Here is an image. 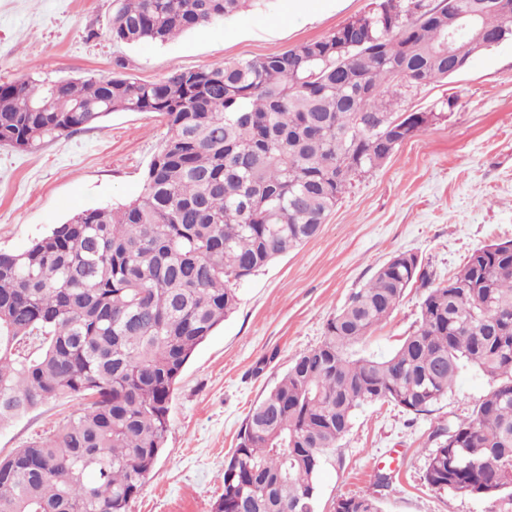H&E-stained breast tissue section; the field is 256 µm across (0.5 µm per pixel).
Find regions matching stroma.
I'll return each instance as SVG.
<instances>
[{
    "mask_svg": "<svg viewBox=\"0 0 512 512\" xmlns=\"http://www.w3.org/2000/svg\"><path fill=\"white\" fill-rule=\"evenodd\" d=\"M369 2L325 0L302 17L297 0H262L164 44H121L108 32L118 0H0V83L39 85L119 69L156 82L284 52L336 30ZM451 94L460 103L447 119L356 181L316 237L239 283L235 312L176 383L166 444L128 512H211L250 409L299 353L321 344L327 321L393 255H417L439 283L474 251L512 240V41L408 96L403 107L422 110ZM166 134L157 114L113 112L33 153L0 147V249L23 251L76 213L141 197ZM424 295L409 288L390 317L353 346L354 357L397 349ZM493 387L466 368L429 412L410 414L383 401L358 407L323 459L315 512H335L337 499L363 495L376 497L382 512H512V501L438 493L423 480L436 428L469 416ZM76 406L56 400L0 427V456L46 437ZM381 473L389 474V487H377Z\"/></svg>",
    "mask_w": 512,
    "mask_h": 512,
    "instance_id": "1",
    "label": "stroma"
}]
</instances>
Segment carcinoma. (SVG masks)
I'll return each instance as SVG.
<instances>
[{"instance_id":"obj_1","label":"carcinoma","mask_w":512,"mask_h":512,"mask_svg":"<svg viewBox=\"0 0 512 512\" xmlns=\"http://www.w3.org/2000/svg\"><path fill=\"white\" fill-rule=\"evenodd\" d=\"M260 0H120L109 34L164 44ZM497 0H457L496 40L512 39ZM282 53L175 72L73 80L47 112L27 80L0 84V145L34 152L106 113L155 112L167 135L144 195L72 216L14 253L0 251V426L50 401L77 408L47 438L0 457V512H128L164 448L174 386L238 304L235 285L315 237L345 190L404 142L447 118L401 102L453 73L441 0H396ZM351 46L336 52V37ZM78 106L80 112L72 111ZM419 258L394 255L258 402L224 465L212 512H314L316 476L356 407L421 414L462 367L495 381L471 416L439 432L424 480L435 492L512 498V240L475 251L429 287ZM427 289L390 355L350 348L407 289ZM346 512H381L348 497Z\"/></svg>"}]
</instances>
